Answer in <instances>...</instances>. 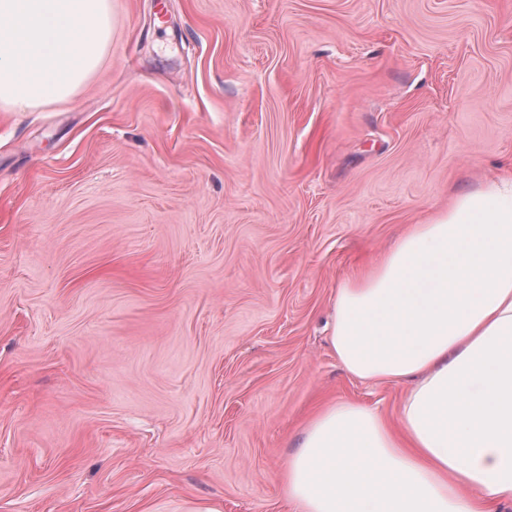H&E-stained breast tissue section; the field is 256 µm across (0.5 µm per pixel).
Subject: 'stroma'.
<instances>
[{"instance_id":"stroma-1","label":"stroma","mask_w":512,"mask_h":512,"mask_svg":"<svg viewBox=\"0 0 512 512\" xmlns=\"http://www.w3.org/2000/svg\"><path fill=\"white\" fill-rule=\"evenodd\" d=\"M70 101L0 110V512H296L313 415L395 418L341 284L512 173V0H112Z\"/></svg>"}]
</instances>
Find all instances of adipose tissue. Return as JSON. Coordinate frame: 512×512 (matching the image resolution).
<instances>
[{"mask_svg": "<svg viewBox=\"0 0 512 512\" xmlns=\"http://www.w3.org/2000/svg\"><path fill=\"white\" fill-rule=\"evenodd\" d=\"M111 0H0V109L65 102L108 57ZM366 381L410 382L396 423L321 407L281 477L300 512H498L512 504V176L412 225L333 305Z\"/></svg>", "mask_w": 512, "mask_h": 512, "instance_id": "adipose-tissue-1", "label": "adipose tissue"}]
</instances>
